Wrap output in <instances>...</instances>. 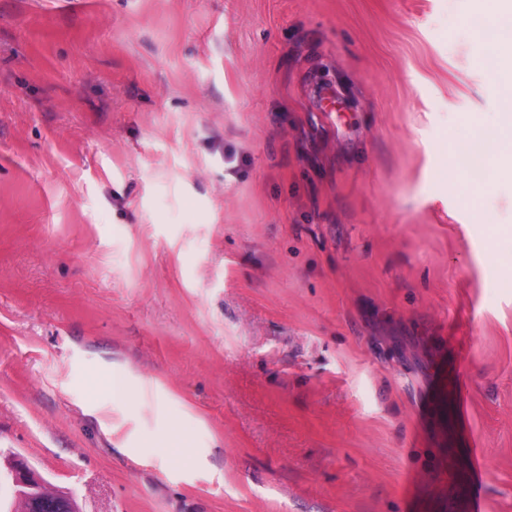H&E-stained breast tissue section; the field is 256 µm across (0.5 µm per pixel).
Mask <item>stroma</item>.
<instances>
[{"instance_id":"stroma-1","label":"stroma","mask_w":512,"mask_h":512,"mask_svg":"<svg viewBox=\"0 0 512 512\" xmlns=\"http://www.w3.org/2000/svg\"><path fill=\"white\" fill-rule=\"evenodd\" d=\"M485 15L0 0V451L82 512H512V183L448 156ZM436 377L440 388L445 394L448 393V390L456 394L461 392L464 387V380L459 365L451 368L439 365L436 369Z\"/></svg>"}]
</instances>
